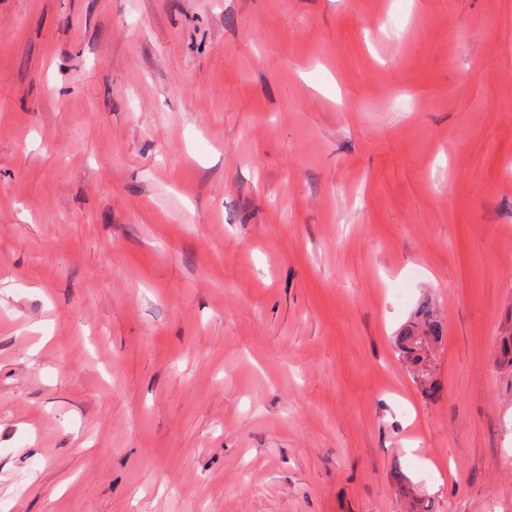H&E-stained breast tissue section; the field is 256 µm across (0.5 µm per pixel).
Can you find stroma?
Returning a JSON list of instances; mask_svg holds the SVG:
<instances>
[{"label": "stroma", "mask_w": 512, "mask_h": 512, "mask_svg": "<svg viewBox=\"0 0 512 512\" xmlns=\"http://www.w3.org/2000/svg\"><path fill=\"white\" fill-rule=\"evenodd\" d=\"M511 337L512 0H0V512H512ZM434 329L428 323L424 330L411 326L400 336L397 343V352L405 363L414 383L423 389L434 388L430 372V359L432 357L433 344L437 336Z\"/></svg>", "instance_id": "35a3bbf8"}]
</instances>
